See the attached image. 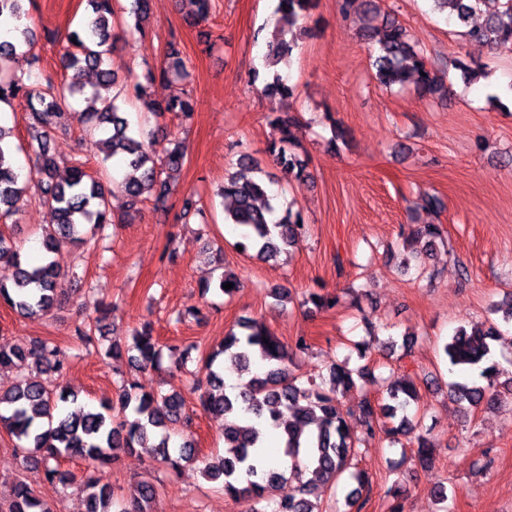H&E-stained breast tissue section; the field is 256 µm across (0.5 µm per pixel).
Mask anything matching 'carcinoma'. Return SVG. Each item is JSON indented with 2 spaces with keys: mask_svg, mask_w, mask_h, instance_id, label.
Segmentation results:
<instances>
[{
  "mask_svg": "<svg viewBox=\"0 0 512 512\" xmlns=\"http://www.w3.org/2000/svg\"><path fill=\"white\" fill-rule=\"evenodd\" d=\"M444 11L451 9L468 44L487 47L512 42V0H433ZM151 0H129L127 13L134 20L132 32H143L150 12ZM319 0H277L278 22L267 41V67L276 68L291 59L298 37L300 21L309 17ZM88 18L76 38L62 54V66L74 72L77 80L60 92L50 76L44 73L41 58L35 51L36 35L29 27L15 29L13 39L0 41V105L15 100L26 102L35 129V145L31 146L35 166L23 180L16 170L12 142L0 126V220L7 221L19 211V202L29 187H34L49 207L53 223L47 225L43 248L52 253L64 243L88 244L97 233L114 224L128 222L127 214L116 216L108 207L107 193L100 178L74 163L69 175L58 178V161L50 151L49 140L54 132L66 133L72 120L84 126L86 136L104 154V160L118 158L128 169L125 177L113 181L128 199V208L135 210L146 199L166 201L173 193L172 173L186 160L181 142L165 150L156 159L153 142L144 135H134L130 122L121 112L120 101L128 96L142 97L156 80L180 81L187 76L186 65L176 44L169 45L163 64L148 68L144 81L127 84L118 80L106 67L107 55L113 48L114 33L112 0H86ZM340 8L347 16L364 20L362 37L376 40L377 55L373 66L375 78L385 88L403 90L413 86L421 98H442L448 88L440 70L429 62L423 51L412 44L409 33L389 14H380L373 0H342ZM24 13L22 0H0V24L17 19ZM479 23H469L475 14ZM86 72L95 74L96 83L90 108L70 112L68 98L84 94L85 85L78 80ZM174 113L188 120L194 105L188 98L175 96L158 113ZM299 123L294 115L276 116L269 120L274 137L268 152L287 175L296 179L308 177V160L295 152L293 128ZM224 219L243 229L234 246L240 254L251 252L265 261L276 259L295 244L305 231L300 212L286 208L275 217L274 196L261 180L226 174L222 190ZM415 207L435 215L446 209L445 199L435 193L420 195ZM408 237L423 238L425 257L453 260L441 224H418ZM9 260L16 266L13 283L0 285V299L24 317L36 318L51 312L59 303L57 283L61 273L54 262L43 259L38 265L21 260L17 244L0 234V262ZM233 287L226 290L223 284ZM216 287L225 295L240 288V281L231 273L202 287L206 294ZM305 302L317 309H333L341 303L338 294L311 293ZM500 325L493 320L460 327L441 347L449 371L469 373L478 370L475 378L448 384L451 400L464 413L482 408H500L503 398L499 379L502 372L490 361L492 343L504 338ZM268 342H263V339ZM311 348L304 337L293 345L282 343L263 325L249 320L238 324V330L224 336L220 348L203 359L208 389L200 395L203 410L224 421V453L204 461L203 473L211 482L223 483L224 495L245 505V512H323L322 496L336 487L345 473L356 486L345 496L344 512H362L371 491L369 474L358 467L359 445L383 434L390 444H400L422 426L425 414L411 411L418 400L416 381L409 375L391 380L386 396L376 401L364 391L373 372L367 366L349 367L350 360L333 364L318 378L295 373L297 353ZM103 356L127 357L138 369H159L163 345L153 336L150 324L132 332L130 338L117 336L104 347ZM230 364L238 374L250 379L242 386L226 388L224 365ZM69 365L67 352L48 339L32 338L11 345L0 344V368L16 367L36 370L33 377H24L7 389H0V428L16 440L21 465L40 466L51 483L65 484L68 475L59 469V460L76 455L88 467L82 492L87 512H150L149 504L157 487L147 481L137 484L136 495L128 502L115 496L112 486L102 482L101 470L120 454L148 447L152 437L158 461L177 472L195 459V449L188 440L170 447L178 428L191 424L185 400L179 393L142 392L134 382L121 381L115 401L90 406L65 386H52L42 374L63 377ZM353 390L362 391L359 402L345 408L342 398ZM361 425L350 429L349 417ZM263 424L277 432L288 465L269 463L259 452L260 435L256 425ZM414 465L427 469L432 465L426 435L416 438ZM297 479L295 494L269 499L270 490L290 479ZM0 512H54L52 505L38 492L19 480L10 500L0 503Z\"/></svg>",
  "mask_w": 512,
  "mask_h": 512,
  "instance_id": "carcinoma-1",
  "label": "carcinoma"
}]
</instances>
